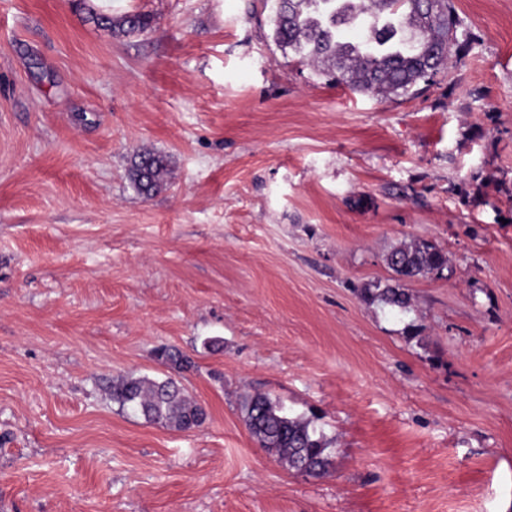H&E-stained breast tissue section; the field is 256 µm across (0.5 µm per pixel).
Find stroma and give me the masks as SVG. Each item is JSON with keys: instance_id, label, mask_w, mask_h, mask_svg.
Here are the masks:
<instances>
[{"instance_id": "obj_1", "label": "stroma", "mask_w": 512, "mask_h": 512, "mask_svg": "<svg viewBox=\"0 0 512 512\" xmlns=\"http://www.w3.org/2000/svg\"><path fill=\"white\" fill-rule=\"evenodd\" d=\"M451 2L456 63L382 99L283 55L263 0H95L134 35L0 0V512H512V0ZM418 238L444 275L363 301ZM120 376L205 422L120 410ZM258 393L328 474L259 446ZM90 20L96 26L118 32L125 35L144 32L150 25L147 16L139 13H126L120 16H112L110 13L97 11L92 6L87 8ZM169 171L166 156L151 151L137 152L131 160L130 180L138 195L149 198L166 184ZM110 396L120 409L176 431L195 429L206 419L204 409L171 378L122 376L112 382ZM241 413L260 447L288 470L312 477L329 471L332 465L330 443L310 419L291 415L266 394L245 400Z\"/></svg>"}]
</instances>
